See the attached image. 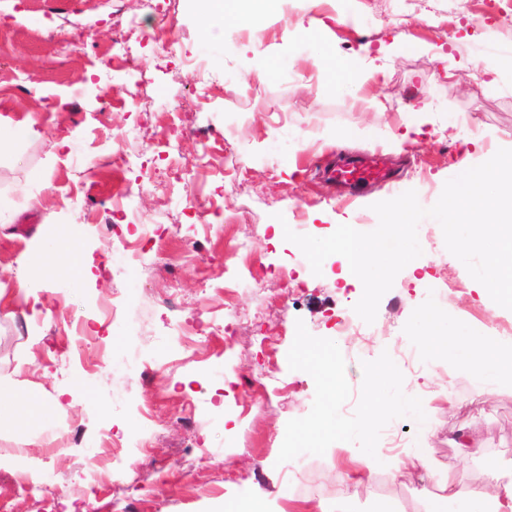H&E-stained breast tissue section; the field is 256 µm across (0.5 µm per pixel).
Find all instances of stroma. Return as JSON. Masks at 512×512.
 <instances>
[{
    "label": "stroma",
    "mask_w": 512,
    "mask_h": 512,
    "mask_svg": "<svg viewBox=\"0 0 512 512\" xmlns=\"http://www.w3.org/2000/svg\"><path fill=\"white\" fill-rule=\"evenodd\" d=\"M131 19L128 66L113 58L112 41ZM301 24L320 29L337 57L380 66L365 88L374 108L328 81ZM510 50L512 25L489 19L480 0H326L313 10L294 0L267 8L262 31L247 38L229 24L204 33L193 0H160L151 12L143 0H0V124L31 120L38 131L0 148V289L12 293L22 278L39 298L33 307L0 301V378L48 404L37 422L23 412L0 418V512H36L16 481L41 460L56 512H211L224 498L280 489L285 512H426L437 489L420 472L361 478L325 453L334 422L349 447H362L368 369L382 359L397 378L379 399L428 403L387 419L405 450L424 449L461 491L512 482V388L488 392L473 376L449 374L413 338L415 311L438 301L454 318L512 337V310L480 297L440 224L419 223L422 253L381 298L370 334L340 337L327 317L352 311L362 286L339 284L341 257L324 260L318 276L295 265L297 247L279 230L326 237L409 190L431 207L447 180L512 149V74L483 71ZM271 55L283 67L257 79ZM410 125L421 134L397 145ZM343 130L355 138L335 143ZM359 151L395 160L398 182L352 202L322 170ZM119 152L135 166L114 170ZM172 165L184 178L157 186L152 174ZM60 224L75 227L82 273L49 280L40 248ZM133 232L167 235L163 257L123 250ZM244 240L250 251L239 250ZM246 269L255 282L231 291L233 273ZM173 298L201 335L167 336ZM213 319L230 320L229 336L205 334ZM72 321L86 344L79 361ZM264 336L278 339L276 353L260 347ZM304 342L332 347L337 394L300 358ZM102 357L111 369L90 372ZM138 360L153 377L130 375ZM268 370L279 371L283 390L261 386ZM299 421L319 428L320 448L288 451ZM74 427L80 444L52 451L49 433ZM107 428L147 439L151 458H130L117 493L96 496L81 475L93 469L112 483ZM463 431L484 457L461 459Z\"/></svg>",
    "instance_id": "1"
}]
</instances>
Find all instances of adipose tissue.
<instances>
[{
    "label": "adipose tissue",
    "instance_id": "1",
    "mask_svg": "<svg viewBox=\"0 0 512 512\" xmlns=\"http://www.w3.org/2000/svg\"><path fill=\"white\" fill-rule=\"evenodd\" d=\"M262 8L258 0H199L198 17L204 32L234 23L250 32L262 29ZM318 60L338 87L361 99L364 85L372 75L355 63L337 59L329 47H321ZM81 244L72 226L58 227L54 236L44 244L50 276L71 275L76 271L73 257ZM418 340L429 344L449 364L460 372L478 374L496 386L512 387V344L489 336L477 326L461 319L448 318L433 307L420 308L414 317ZM336 450L346 455L356 468L372 473L388 470L402 477L409 467L425 465L423 449H413L407 460L380 454L372 443L351 448L345 443L344 431L336 433ZM443 493L430 504L428 512H512V482L493 487L478 486L467 492L456 490L451 481L441 483Z\"/></svg>",
    "mask_w": 512,
    "mask_h": 512
}]
</instances>
